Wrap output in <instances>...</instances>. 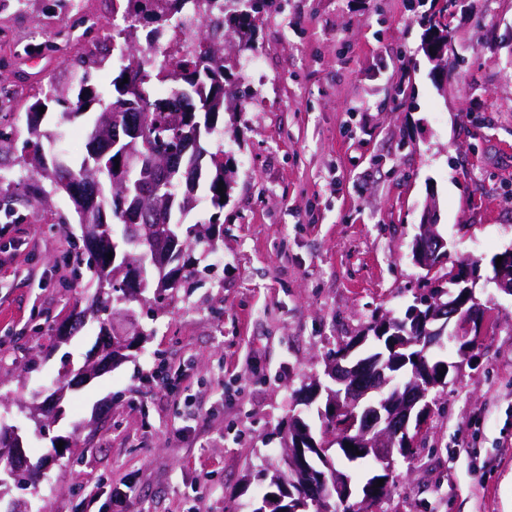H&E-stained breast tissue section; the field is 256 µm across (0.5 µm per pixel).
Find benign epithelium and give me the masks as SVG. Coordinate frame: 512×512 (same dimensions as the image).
Segmentation results:
<instances>
[{
    "label": "benign epithelium",
    "instance_id": "obj_1",
    "mask_svg": "<svg viewBox=\"0 0 512 512\" xmlns=\"http://www.w3.org/2000/svg\"><path fill=\"white\" fill-rule=\"evenodd\" d=\"M166 132L181 138L190 146L194 145L179 113L169 117ZM166 177V165L155 161L143 164L144 192L128 206H120L121 219L128 224H138L145 220L150 208L149 196L157 192ZM435 208V201L429 200L412 250L414 263L430 276L438 268L435 258L441 252L448 253L447 241L433 223ZM501 256L503 260L500 267L495 269L494 282L498 290L512 295V248L501 252ZM478 280V265L455 267L448 276V302L445 303L438 297L427 302V311L418 308L411 311L410 319L420 336H408L399 329L393 331L387 319L380 318L370 326L374 339L386 340L387 350L392 356L401 349L419 346L422 351L416 355V359L424 363L428 349L443 344L445 339L451 337L459 343L460 355L468 356L472 332L480 329L483 321L457 320L455 316L469 303L479 302L475 292ZM367 340L366 336L359 337L341 354L327 361L325 374L336 382L338 390L330 393L327 409L321 411V417L335 421L340 413L348 412L347 426L336 436V444L341 448L347 443L358 447L359 454L352 456L354 462L366 457L375 460L381 466L384 474L382 488L386 489L396 465L410 460L413 448L430 418L432 392L445 385L447 377L441 376L440 370L443 366L432 368L427 365L392 389L389 398L372 403L369 401L370 395L382 391L396 374L386 370L387 363L383 362L382 354L370 358L354 355V351ZM111 366L112 337L106 336L104 344L96 351L95 360L87 364L80 381L85 383ZM63 394L64 390L61 389L46 404L32 407L31 416L37 429L44 430L52 421L49 409L58 406ZM0 459L8 463L9 470L16 478V485L21 488L38 484L45 472L43 465L35 464L28 458L25 435L18 428H6L0 433ZM311 476L312 471H307L300 486V503L303 509L312 508L315 512H347L353 508L357 512H375L378 508L381 492L377 491L374 484L368 486L365 495L351 507L349 502L353 500L352 486L346 475L335 473L334 499L309 493V489L315 486Z\"/></svg>",
    "mask_w": 512,
    "mask_h": 512
}]
</instances>
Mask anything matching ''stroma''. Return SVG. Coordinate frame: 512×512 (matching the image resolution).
Segmentation results:
<instances>
[{"mask_svg": "<svg viewBox=\"0 0 512 512\" xmlns=\"http://www.w3.org/2000/svg\"><path fill=\"white\" fill-rule=\"evenodd\" d=\"M0 0V126L31 136L26 114L48 84L68 89L65 59L110 57L101 28L60 51L26 49L112 0ZM433 0H286L256 23L263 73L245 77L237 42L223 54L232 84L218 121L232 172L224 261L196 250L190 288L130 311L147 329L112 371L67 391L52 436L30 450L51 461L37 489L10 499L83 512L82 494L133 481L137 496L102 512H249L283 466L293 414L319 426L299 390L322 376L340 343L400 316L423 294L412 248L424 205L454 261L478 260L476 294L490 316L468 361L433 406L410 462L393 474L383 512H512V296L493 257L512 247V0H457L448 11L457 55L437 68L421 44ZM0 205V425L32 429L27 408L65 363L94 351V320L60 337L77 286L66 259L79 225L66 193L48 203L12 183ZM191 399H184V392Z\"/></svg>", "mask_w": 512, "mask_h": 512, "instance_id": "35a3bbf8", "label": "stroma"}]
</instances>
